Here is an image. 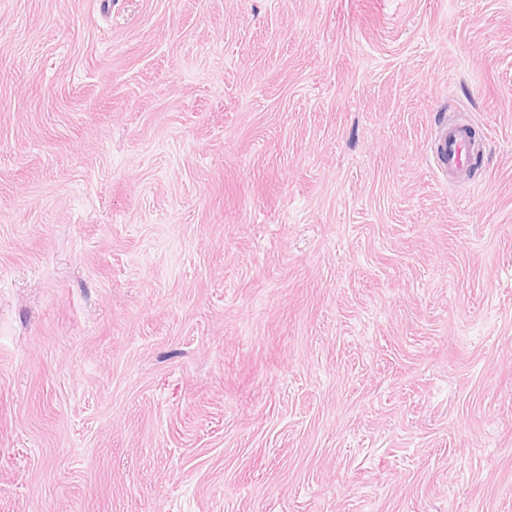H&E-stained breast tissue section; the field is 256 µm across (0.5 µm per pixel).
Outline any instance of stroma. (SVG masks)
<instances>
[{"label": "stroma", "instance_id": "35a3bbf8", "mask_svg": "<svg viewBox=\"0 0 512 512\" xmlns=\"http://www.w3.org/2000/svg\"><path fill=\"white\" fill-rule=\"evenodd\" d=\"M0 512H512V0H0ZM474 147L462 126L444 124L438 131L437 152L434 162L448 173L465 172Z\"/></svg>", "mask_w": 512, "mask_h": 512}]
</instances>
